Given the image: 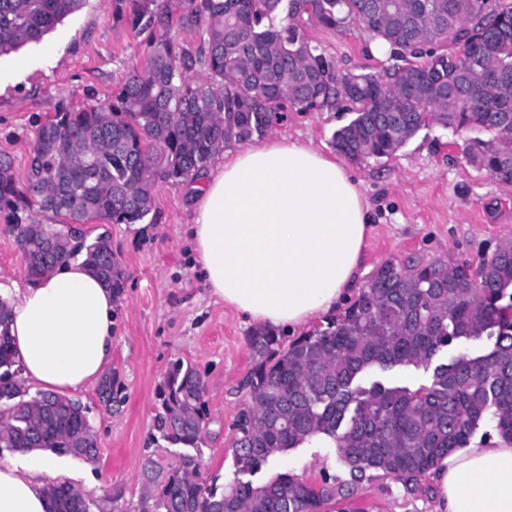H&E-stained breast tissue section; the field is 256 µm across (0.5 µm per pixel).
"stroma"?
<instances>
[{"label":"stroma","mask_w":512,"mask_h":512,"mask_svg":"<svg viewBox=\"0 0 512 512\" xmlns=\"http://www.w3.org/2000/svg\"><path fill=\"white\" fill-rule=\"evenodd\" d=\"M131 8L132 0H85L42 41L0 57V153L12 158L17 185L26 182L35 135L47 118L64 106L111 100L124 75L141 66L148 35L131 27ZM307 33L339 71L375 73L388 64L386 50L359 25L338 32L314 23ZM350 118L347 112L292 111L265 138L309 142L329 152L334 132ZM469 137L432 123L391 157L353 163L374 214L365 268L409 258L476 264L512 241V186L466 162ZM186 188L183 181L158 183L144 223L76 227L80 241L109 234L126 276L108 363L126 400L110 413L96 385L75 391L88 409L99 453L92 460L61 456L55 475L88 494L91 512H137L147 455L167 463L181 454V447L152 440L156 390L178 359L197 369L206 387L208 426L198 477L221 484L234 477L232 425L248 399L244 382L255 365L250 328L232 308L205 297L191 270ZM284 472L316 484L351 480L336 448L318 438L263 464L250 479L258 486ZM354 483L352 512H435L432 492L405 494L379 472Z\"/></svg>","instance_id":"obj_1"}]
</instances>
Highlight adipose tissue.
<instances>
[{
    "label": "adipose tissue",
    "mask_w": 512,
    "mask_h": 512,
    "mask_svg": "<svg viewBox=\"0 0 512 512\" xmlns=\"http://www.w3.org/2000/svg\"><path fill=\"white\" fill-rule=\"evenodd\" d=\"M188 234L209 298L246 323L292 331L322 319L358 283L372 216L346 165L279 139L225 154L191 186ZM10 332L29 383L66 394L99 379L112 353L117 302L76 259L16 288ZM53 464L32 452L0 466V512H46ZM431 479L436 512H512V443H472Z\"/></svg>",
    "instance_id": "1"
}]
</instances>
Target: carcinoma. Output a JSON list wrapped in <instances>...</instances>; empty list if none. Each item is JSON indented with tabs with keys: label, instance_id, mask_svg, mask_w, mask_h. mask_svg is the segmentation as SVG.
<instances>
[{
	"label": "carcinoma",
	"instance_id": "obj_1",
	"mask_svg": "<svg viewBox=\"0 0 512 512\" xmlns=\"http://www.w3.org/2000/svg\"><path fill=\"white\" fill-rule=\"evenodd\" d=\"M84 0H0V55L41 41ZM179 10L201 29L197 47L169 33ZM341 31L357 23L380 40L392 64L382 72L341 73L306 34L311 20ZM131 26L150 31L142 70L125 76L112 100L63 108L36 132L27 184L0 155V211L38 278L85 253L86 263L122 294L125 273L105 235L73 245L50 224L26 222L33 205L70 224L105 220L138 224L160 181L197 176L224 148L245 145L300 111L348 108L353 118L332 143L353 161L390 157L427 122L455 131L492 133L465 147L467 162L512 185V157L492 144L512 142V0H134ZM496 66L499 80L480 87L474 103L456 96L462 75ZM399 103L395 130L383 119ZM9 301L0 298V448L92 459L97 441L86 408L51 392L25 399L9 336ZM493 340L482 355L460 354L426 382L362 385L375 370L427 369L444 346ZM256 361L249 399L238 412L236 473L325 435L353 477L367 470L407 494L451 452L465 447L485 421L512 442V252L468 262L413 259L376 269L356 300L327 327L288 345L270 329L250 332ZM99 402L125 401L116 373L99 381ZM205 384L180 359L157 389L153 430L170 445L191 448L177 465L149 457L138 512H331L351 498L350 483L319 485L279 473L256 486L235 478L223 487L197 479L207 418ZM47 512H90L88 495L69 483L45 487Z\"/></svg>",
	"mask_w": 512,
	"mask_h": 512
}]
</instances>
